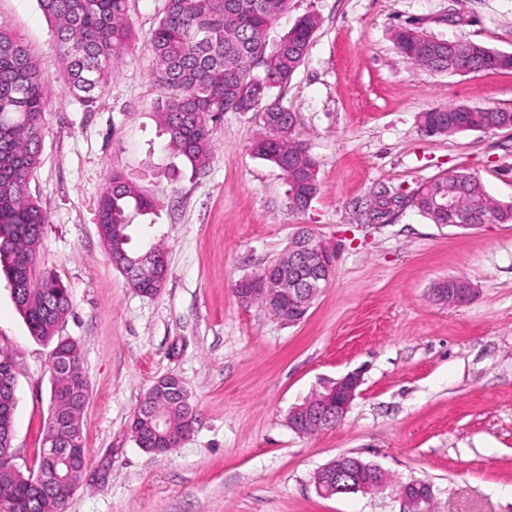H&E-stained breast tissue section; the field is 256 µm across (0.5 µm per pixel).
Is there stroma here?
<instances>
[{"label": "stroma", "mask_w": 512, "mask_h": 512, "mask_svg": "<svg viewBox=\"0 0 512 512\" xmlns=\"http://www.w3.org/2000/svg\"><path fill=\"white\" fill-rule=\"evenodd\" d=\"M165 0H129L135 41L103 94L83 108L62 88L51 24L37 0H0V24L37 57L51 89L30 192L48 216L39 269L68 288L59 328L91 385L82 431L88 466L67 512H404L399 488L430 484L437 512H512V224L439 226L413 208L369 223L376 185L410 194L453 172L512 202V128L429 136L423 112L444 105L512 112V71L434 74L405 62L402 27L512 52V0H290L276 44L307 13L321 20L303 65L273 100L296 117L317 161L305 209L252 151L257 112L225 113L207 166L167 149L146 37ZM122 173L156 206L130 212L132 248L167 251L164 288L144 296L113 265L97 200ZM336 253L332 282L307 319L285 324L235 285L280 257L300 227ZM470 282L457 306L433 302L439 280ZM0 347L16 357L15 464L35 468L51 392L49 344L33 339L0 276ZM358 370L344 418L294 432L290 409ZM181 378L194 431L163 455L130 425L161 377ZM348 454L380 466L374 494L325 497L314 473Z\"/></svg>", "instance_id": "stroma-1"}]
</instances>
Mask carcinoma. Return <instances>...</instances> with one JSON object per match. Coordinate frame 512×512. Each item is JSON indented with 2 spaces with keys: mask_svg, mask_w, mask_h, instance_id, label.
Instances as JSON below:
<instances>
[{
  "mask_svg": "<svg viewBox=\"0 0 512 512\" xmlns=\"http://www.w3.org/2000/svg\"><path fill=\"white\" fill-rule=\"evenodd\" d=\"M290 0H166L163 16L149 33L147 48L152 75L160 88L158 112L169 136V148L192 168H202L213 152L217 124L226 112H259L269 136L252 151L274 164L286 182L302 183L317 162L301 140L284 135L288 113L271 99L273 89L287 84L303 64L320 25L315 14L301 16L280 41L269 46L267 32L288 10ZM52 24L54 47L63 66V88L83 105L93 104L112 76L117 56L134 41L128 0H38ZM401 56L433 73L456 75L476 71H512L492 49L474 43V64H455L432 42L405 28L394 33ZM48 97L40 65L24 40L0 26V266L8 278L16 308L30 335L53 344L50 418L45 426L37 466L23 473L13 467L12 438L17 384L0 386V512H66L71 483L80 481L87 461L81 418L90 384L82 354L74 340L58 335L72 308L68 288L52 272L37 268L47 214L31 198L29 183L41 163L43 118ZM501 111L465 105L434 108L422 114L432 127L448 123L456 132L492 130ZM466 187L465 206L473 210L471 227L511 224L512 203L492 199L481 179L464 172L422 185L413 208L433 224L448 223L435 201ZM154 208L122 174L114 172L98 200L100 237L119 270L134 269L145 291L160 289L167 279L164 249L151 243L140 250L130 241L128 208ZM196 415L181 380H158L141 401L131 424L138 447L159 454L177 447L192 433ZM72 436L73 456L59 464L49 448L61 436ZM57 468L69 476L68 486H43L36 477Z\"/></svg>",
  "mask_w": 512,
  "mask_h": 512,
  "instance_id": "obj_1",
  "label": "carcinoma"
}]
</instances>
